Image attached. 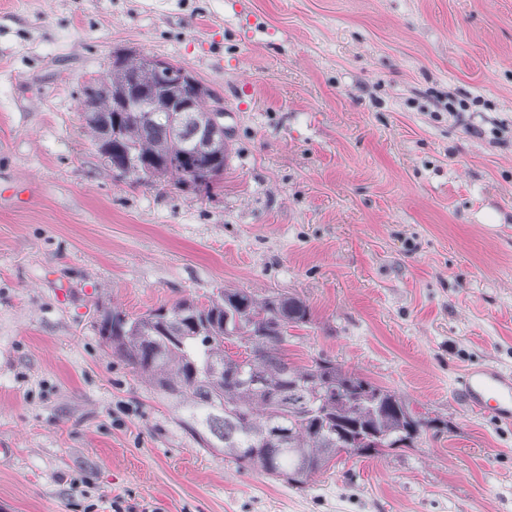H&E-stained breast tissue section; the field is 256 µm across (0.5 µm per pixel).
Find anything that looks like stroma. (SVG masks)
<instances>
[{
	"mask_svg": "<svg viewBox=\"0 0 512 512\" xmlns=\"http://www.w3.org/2000/svg\"><path fill=\"white\" fill-rule=\"evenodd\" d=\"M124 51L221 97L212 195L121 178L86 132ZM224 288L300 296L292 362L447 431L301 490L199 448L96 322ZM488 366L512 371V0H0V512H512V427L455 392Z\"/></svg>",
	"mask_w": 512,
	"mask_h": 512,
	"instance_id": "35a3bbf8",
	"label": "stroma"
}]
</instances>
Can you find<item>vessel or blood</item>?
<instances>
[{
	"label": "vessel or blood",
	"instance_id": "b4317fda",
	"mask_svg": "<svg viewBox=\"0 0 512 512\" xmlns=\"http://www.w3.org/2000/svg\"><path fill=\"white\" fill-rule=\"evenodd\" d=\"M464 404L489 414L496 422L512 424V372L498 367L467 371L458 381Z\"/></svg>",
	"mask_w": 512,
	"mask_h": 512
}]
</instances>
